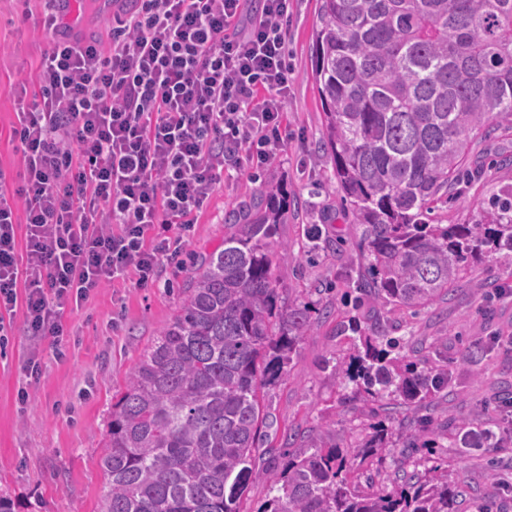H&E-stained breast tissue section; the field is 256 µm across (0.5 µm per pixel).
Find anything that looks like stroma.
Listing matches in <instances>:
<instances>
[{"mask_svg":"<svg viewBox=\"0 0 512 512\" xmlns=\"http://www.w3.org/2000/svg\"><path fill=\"white\" fill-rule=\"evenodd\" d=\"M74 31L109 46L114 20L99 0H75ZM46 0H0V169H19L12 141L16 109L31 88L48 46L42 18ZM319 0H293L286 29L292 91L285 108L288 148L261 170L242 168L225 179L193 217L175 260L154 281L117 280L67 311L60 340L29 336L23 306L4 313L0 335V494L16 512H101L104 487L99 466L106 442L112 396L123 386L144 349L177 313L182 287L193 266L223 247L229 217L260 191L282 188L288 199L277 241L288 258L275 273L282 304L308 302L314 328L302 341L287 373L270 386L265 411L271 422L261 433L254 466L262 474L240 504L259 512L288 457L290 434L311 440L330 434L350 448L369 438L371 424L392 426L398 437L424 434L422 456L442 458L449 476L469 486L465 512L494 504L512 512V469L507 454L492 448L472 457L448 448L459 423L478 419L512 431V259L490 253L461 279L445 300L413 311L357 301L364 277L361 228L333 185V160L323 152L322 107L312 77V48ZM488 134L473 147L469 179L452 183L432 213L440 224H471L490 201L512 194V125L491 119ZM358 331H351L350 323ZM397 338L396 354L428 360L448 378L414 411L398 401H368L344 378L359 334ZM38 376L28 371L30 362Z\"/></svg>","mask_w":512,"mask_h":512,"instance_id":"stroma-1","label":"stroma"}]
</instances>
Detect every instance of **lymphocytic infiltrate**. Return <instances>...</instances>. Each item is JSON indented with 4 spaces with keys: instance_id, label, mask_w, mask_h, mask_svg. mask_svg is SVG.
I'll return each instance as SVG.
<instances>
[{
    "instance_id": "obj_1",
    "label": "lymphocytic infiltrate",
    "mask_w": 512,
    "mask_h": 512,
    "mask_svg": "<svg viewBox=\"0 0 512 512\" xmlns=\"http://www.w3.org/2000/svg\"><path fill=\"white\" fill-rule=\"evenodd\" d=\"M130 2L106 49L49 14L38 90L13 129L23 185L0 171V310L23 304L36 338L61 335L66 309L114 279L147 285L177 256L149 240L155 225L190 231L225 171L288 146L291 0L253 16L244 0Z\"/></svg>"
}]
</instances>
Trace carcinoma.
<instances>
[{"instance_id":"carcinoma-1","label":"carcinoma","mask_w":512,"mask_h":512,"mask_svg":"<svg viewBox=\"0 0 512 512\" xmlns=\"http://www.w3.org/2000/svg\"><path fill=\"white\" fill-rule=\"evenodd\" d=\"M313 79L323 148L363 226L370 300L415 311L443 299L486 253H512V198L473 224H435L431 203L463 172L487 119L512 123V0H319ZM285 198L224 237L194 268L177 314L113 396L100 455L103 512H239L267 426L263 389L312 332L311 307L280 304L272 238ZM356 371L372 400L418 406L440 388L423 359L392 358L361 334ZM470 455L509 436L461 422ZM381 425L347 454L312 440L288 453L264 512H460L467 485L419 459L400 487L364 490L348 474L417 454Z\"/></svg>"}]
</instances>
